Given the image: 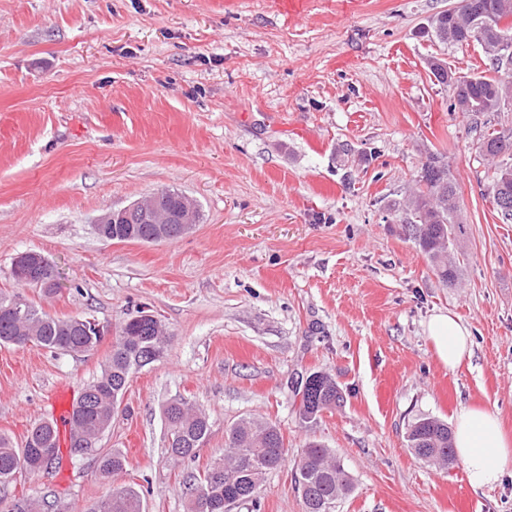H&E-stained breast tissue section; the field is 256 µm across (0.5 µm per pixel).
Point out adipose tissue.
Here are the masks:
<instances>
[{"instance_id": "obj_1", "label": "adipose tissue", "mask_w": 512, "mask_h": 512, "mask_svg": "<svg viewBox=\"0 0 512 512\" xmlns=\"http://www.w3.org/2000/svg\"><path fill=\"white\" fill-rule=\"evenodd\" d=\"M425 332L444 367L455 370L471 359L472 334L451 315H431ZM454 442L473 490L494 486L501 480L506 462L512 459V442L502 435L495 413L486 408L461 410L454 427Z\"/></svg>"}]
</instances>
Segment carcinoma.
<instances>
[{
  "instance_id": "obj_1",
  "label": "carcinoma",
  "mask_w": 512,
  "mask_h": 512,
  "mask_svg": "<svg viewBox=\"0 0 512 512\" xmlns=\"http://www.w3.org/2000/svg\"><path fill=\"white\" fill-rule=\"evenodd\" d=\"M512 20V0H457L456 6L431 20L432 35L443 44L479 42L492 57L495 75L456 76L448 65L433 57L428 68L435 80L453 91L454 109L474 117L500 112L512 104V59L500 58V37L512 33L500 27ZM485 123L474 126L477 149L494 163L492 205L502 223L512 222V129L484 131ZM181 193L167 189L160 204L170 213L167 224H155L151 210L132 203L118 211L116 223L102 224L98 235L104 240L138 238L147 243L174 241L182 236L178 220ZM402 210L401 226L427 256L432 272L449 285L458 280L454 248L463 233L456 186L448 165L432 154L422 164L408 205H390ZM14 299L0 293V344L34 346L53 352L80 353L95 349L105 333L96 331L77 317H52L32 302L18 314L3 311ZM168 346L161 322L138 311V318L124 321L115 331L112 349L100 376L86 385L71 413L68 446L96 449L99 469L117 476L126 469L127 459L118 448L104 449L100 443L118 415L121 399L131 376L160 360ZM301 395L299 415L312 423L327 410L339 407L344 398L336 381L321 372L310 374ZM166 453L175 463L196 457L205 443L210 423L205 411L182 396L172 397L164 408ZM407 447L420 460L440 469L456 463L452 431L448 423L435 417H419L409 424ZM60 448L55 424L45 421L35 426L21 442L0 434V484L14 481L16 474H36L60 464L57 457L44 458L46 443ZM287 460L279 428L264 419L244 417L229 429L224 456L212 462L200 475L190 476L188 512H225V505L249 503L260 509V489L267 474ZM295 486L304 512H324L326 502L336 503L353 490V483L334 450L310 441L294 464ZM6 512H66L56 495L21 497ZM86 512H144L142 492L133 486L117 485L112 494L94 503Z\"/></svg>"
}]
</instances>
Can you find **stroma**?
<instances>
[{"label": "stroma", "instance_id": "35a3bbf8", "mask_svg": "<svg viewBox=\"0 0 512 512\" xmlns=\"http://www.w3.org/2000/svg\"><path fill=\"white\" fill-rule=\"evenodd\" d=\"M456 0H0V292L54 317L116 327L142 308L168 328L163 358L132 375L101 445L127 458L146 512H186L190 475L224 453L243 417L276 423L289 457L316 440L354 488L336 512H512V462L473 491L463 463L416 458L408 425L495 412L512 437V223L493 213L491 166L472 119L427 68L487 74L480 43L445 45L428 25ZM455 180L465 233L443 285L390 200L429 154ZM162 189L202 219L171 242H111L94 219ZM45 255L62 279L44 295L10 271ZM451 314L473 358L442 367L425 335ZM0 347V433L23 440L60 384L81 392L111 350ZM331 375L345 399L313 423L297 380ZM202 408L194 461L166 455L163 409ZM93 458L0 486L54 491L85 512L112 491ZM259 512H303L291 466L268 474Z\"/></svg>", "mask_w": 512, "mask_h": 512}]
</instances>
